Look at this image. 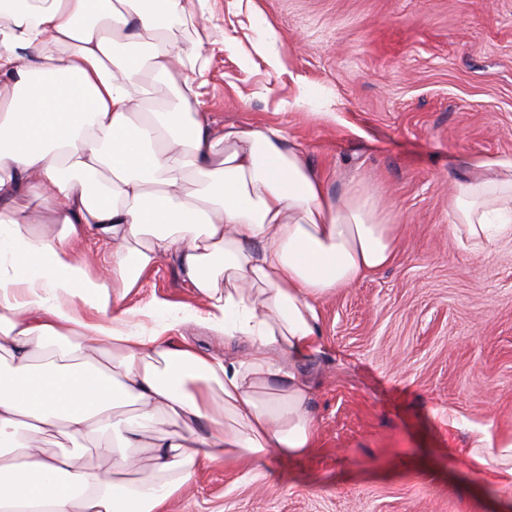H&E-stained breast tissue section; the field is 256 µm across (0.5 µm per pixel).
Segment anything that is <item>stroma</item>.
<instances>
[{"label": "stroma", "mask_w": 512, "mask_h": 512, "mask_svg": "<svg viewBox=\"0 0 512 512\" xmlns=\"http://www.w3.org/2000/svg\"><path fill=\"white\" fill-rule=\"evenodd\" d=\"M211 8L177 38L196 32L211 49L201 108L212 124L283 128L332 193L371 180L401 233L392 265L319 305L314 453L259 473L203 469L165 512H512V487L472 458L483 434L512 439V241L476 253L448 224L470 162L512 158V0ZM154 297L200 303L166 260L127 302Z\"/></svg>", "instance_id": "1"}]
</instances>
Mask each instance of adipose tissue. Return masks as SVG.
Returning <instances> with one entry per match:
<instances>
[{
  "label": "adipose tissue",
  "mask_w": 512,
  "mask_h": 512,
  "mask_svg": "<svg viewBox=\"0 0 512 512\" xmlns=\"http://www.w3.org/2000/svg\"><path fill=\"white\" fill-rule=\"evenodd\" d=\"M209 4L0 0V512H159L211 464L309 455L318 305L395 258L368 183L331 193L280 128L194 111L207 48L175 34ZM448 216L472 249L512 239V159L471 162ZM164 258L203 307L127 305ZM187 323L224 355L174 343Z\"/></svg>",
  "instance_id": "1"
}]
</instances>
